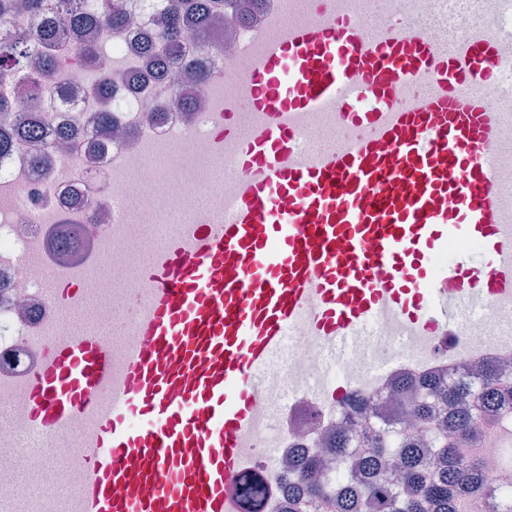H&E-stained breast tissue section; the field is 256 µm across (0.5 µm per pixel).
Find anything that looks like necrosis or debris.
Listing matches in <instances>:
<instances>
[{"mask_svg":"<svg viewBox=\"0 0 512 512\" xmlns=\"http://www.w3.org/2000/svg\"><path fill=\"white\" fill-rule=\"evenodd\" d=\"M127 2L137 29H97L85 36L114 60L113 131L103 130L82 77L63 70L36 106L45 136L66 128L72 150H48L38 163L30 144L16 140L0 153V188L14 198L0 209V405L25 402V383L45 358L50 340L65 333L67 313L102 331L124 315L118 298L129 291L146 294L138 233L154 229L158 211L187 213L192 223L205 224L212 210L223 208L224 182L211 172L224 162V98L240 89L250 56L275 32L271 18L282 7L280 0L215 5L226 22L215 43L195 39L182 45L192 66L186 84L203 101L198 111L185 112L139 52L141 38L152 37L153 19L166 0ZM134 179L148 183L152 196L133 218L125 199ZM193 192L204 195L208 207H191ZM51 276L74 283V290L49 293ZM373 343L375 351L392 359L390 371L369 377L374 350L364 349L353 352L335 377L323 365L322 341L296 337L293 362L270 373L263 397L265 408L272 409L287 390L297 392L282 419L278 454L267 456L261 434L243 448L244 469L232 483L234 512H288L287 487L294 475L285 467L286 457L304 448L325 455L337 426H353L349 449L357 455L370 452L377 437L395 448L402 437L417 434L414 420L392 400L399 382L467 377L478 387L483 383L479 364L512 360V333L480 324L448 340L421 337L403 349L386 333L374 336ZM474 429L479 441L467 454L496 498L490 507L471 499L468 512H512V480L502 468L512 404L496 418L477 417ZM58 455L61 469L37 485L39 512H62L68 494L85 476L72 446L59 448Z\"/></svg>","mask_w":512,"mask_h":512,"instance_id":"4bbe7bcc","label":"necrosis or debris"}]
</instances>
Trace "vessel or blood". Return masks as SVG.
Returning <instances> with one entry per match:
<instances>
[{"label":"vessel or blood","instance_id":"1","mask_svg":"<svg viewBox=\"0 0 512 512\" xmlns=\"http://www.w3.org/2000/svg\"><path fill=\"white\" fill-rule=\"evenodd\" d=\"M224 102V209L151 242L145 299L57 339L0 407V469L74 429L75 512H231L289 337L329 358L512 302V0H288ZM256 122L245 139L234 120ZM477 246L445 259L449 242Z\"/></svg>","mask_w":512,"mask_h":512}]
</instances>
